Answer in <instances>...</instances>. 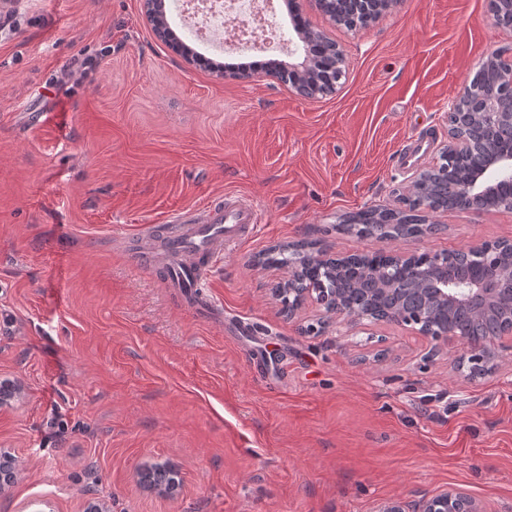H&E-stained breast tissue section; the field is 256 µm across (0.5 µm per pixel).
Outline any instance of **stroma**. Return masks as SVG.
I'll list each match as a JSON object with an SVG mask.
<instances>
[{
  "mask_svg": "<svg viewBox=\"0 0 512 512\" xmlns=\"http://www.w3.org/2000/svg\"><path fill=\"white\" fill-rule=\"evenodd\" d=\"M489 0H402L365 28L301 14L343 50L340 90L306 101L263 75L218 77L158 42L142 0H0V448L19 477L0 512H376L462 489L512 512V353L471 375L409 327L284 320L255 265L278 244L441 253L512 241V211L434 214L441 233L379 240L349 216L406 209L415 169L448 144V112L481 59L512 55ZM86 58L87 80L64 79ZM424 138L416 162L405 147ZM257 234L207 272L204 320L128 253L146 225L218 195ZM170 462L166 498L135 471Z\"/></svg>",
  "mask_w": 512,
  "mask_h": 512,
  "instance_id": "1",
  "label": "stroma"
}]
</instances>
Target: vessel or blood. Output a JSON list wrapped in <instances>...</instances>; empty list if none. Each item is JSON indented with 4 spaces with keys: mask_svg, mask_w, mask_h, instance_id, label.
Returning <instances> with one entry per match:
<instances>
[{
    "mask_svg": "<svg viewBox=\"0 0 512 512\" xmlns=\"http://www.w3.org/2000/svg\"><path fill=\"white\" fill-rule=\"evenodd\" d=\"M259 213L246 200L227 196L210 205L169 214L163 230H149L137 250V262L158 268L166 288L202 316L212 309L204 293L203 274L215 267L227 248L255 233Z\"/></svg>",
    "mask_w": 512,
    "mask_h": 512,
    "instance_id": "vessel-or-blood-1",
    "label": "vessel or blood"
}]
</instances>
